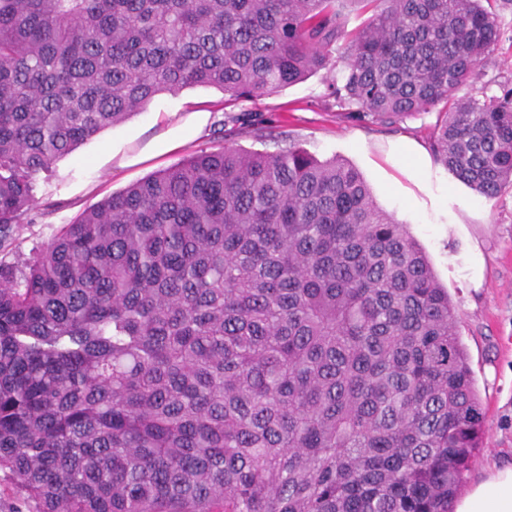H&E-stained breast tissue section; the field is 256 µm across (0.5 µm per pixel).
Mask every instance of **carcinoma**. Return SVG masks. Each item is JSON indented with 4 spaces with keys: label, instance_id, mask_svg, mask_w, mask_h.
Instances as JSON below:
<instances>
[{
    "label": "carcinoma",
    "instance_id": "cac0c4a2",
    "mask_svg": "<svg viewBox=\"0 0 512 512\" xmlns=\"http://www.w3.org/2000/svg\"><path fill=\"white\" fill-rule=\"evenodd\" d=\"M494 0H0V237L40 180L161 93L231 101L330 68L435 160L512 187ZM369 17L355 31L350 12ZM484 409L455 308L356 168L224 142L0 260V471L38 512H453ZM502 38L496 51L486 58L479 67V79L473 89L459 92L464 95L469 92L481 98L499 93V83L512 81V4L501 11ZM484 92V94L482 93Z\"/></svg>",
    "mask_w": 512,
    "mask_h": 512
}]
</instances>
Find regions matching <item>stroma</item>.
<instances>
[{
  "instance_id": "35a3bbf8",
  "label": "stroma",
  "mask_w": 512,
  "mask_h": 512,
  "mask_svg": "<svg viewBox=\"0 0 512 512\" xmlns=\"http://www.w3.org/2000/svg\"><path fill=\"white\" fill-rule=\"evenodd\" d=\"M501 29L496 51L479 67L474 96L498 94L500 83L512 81V6L501 13ZM329 83L322 71L271 95L232 103L204 87L157 95L146 111L56 162L38 192L41 210L34 223L17 225L0 243V256L30 254L103 198L209 149L219 125L247 149L272 152L297 143L319 159L342 158L363 175L377 205L409 226L455 305L485 411L483 448L466 475L467 486H475L512 466V189L486 199L435 163L415 172L395 147L407 142L430 154L427 133L437 112L391 125L349 118ZM195 112L210 115L198 130L191 124ZM245 123L267 127L271 139L261 142L242 132Z\"/></svg>"
}]
</instances>
